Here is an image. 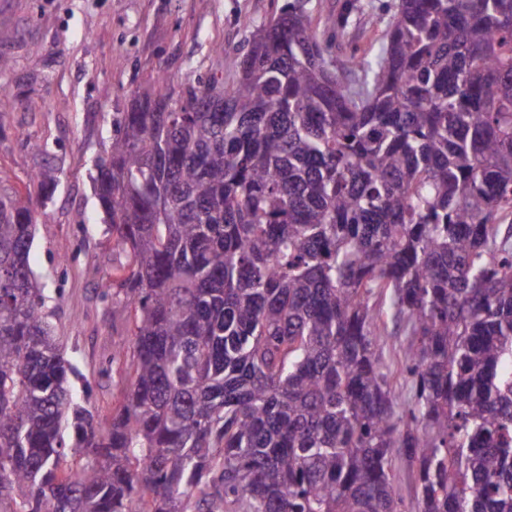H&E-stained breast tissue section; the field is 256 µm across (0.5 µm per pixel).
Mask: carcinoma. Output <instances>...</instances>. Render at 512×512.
Masks as SVG:
<instances>
[{"label":"carcinoma","mask_w":512,"mask_h":512,"mask_svg":"<svg viewBox=\"0 0 512 512\" xmlns=\"http://www.w3.org/2000/svg\"><path fill=\"white\" fill-rule=\"evenodd\" d=\"M348 86L306 0L96 163L131 341L97 419L0 194V512H512V0H398ZM409 337V379L382 344ZM73 444L66 446L65 434ZM394 463L400 475V480L397 485V493L403 501L402 512H418L414 475L411 472L408 463L402 456L396 454Z\"/></svg>","instance_id":"cac0c4a2"}]
</instances>
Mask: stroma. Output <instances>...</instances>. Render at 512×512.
<instances>
[{"label":"stroma","instance_id":"35a3bbf8","mask_svg":"<svg viewBox=\"0 0 512 512\" xmlns=\"http://www.w3.org/2000/svg\"><path fill=\"white\" fill-rule=\"evenodd\" d=\"M284 0H0V193L24 190L50 167L57 186L36 226L33 271L46 279L45 311L79 398L95 416L123 391L112 361L129 345L126 312L102 296L112 278V241L101 221L90 175L112 139V115L133 90L167 76L177 86L232 81L251 26L269 20ZM308 0L314 22L347 15L330 63L344 83L362 79L354 63L378 51L395 0ZM223 46L215 54L214 46Z\"/></svg>","mask_w":512,"mask_h":512}]
</instances>
